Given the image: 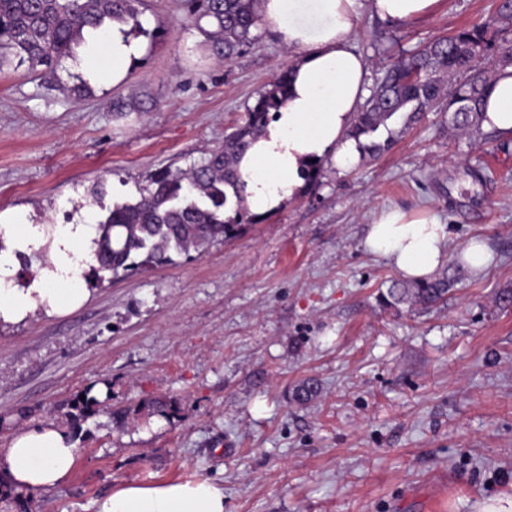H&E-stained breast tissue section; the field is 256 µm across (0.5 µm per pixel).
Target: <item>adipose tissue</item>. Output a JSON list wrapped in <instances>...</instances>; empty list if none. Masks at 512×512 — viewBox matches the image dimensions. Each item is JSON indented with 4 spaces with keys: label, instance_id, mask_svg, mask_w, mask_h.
<instances>
[{
    "label": "adipose tissue",
    "instance_id": "1",
    "mask_svg": "<svg viewBox=\"0 0 512 512\" xmlns=\"http://www.w3.org/2000/svg\"><path fill=\"white\" fill-rule=\"evenodd\" d=\"M437 0H257L262 22L291 53L288 90L278 115L241 157L238 170L244 206L257 215L276 211L306 184L313 162L338 170L361 158L348 131L368 94L367 62L351 33L364 10L390 22L429 14ZM107 52L112 79L121 81L141 62L142 44L130 27L116 23L110 41L86 30L85 45L70 66L89 81L101 78L88 57ZM485 129L512 133V66L497 71L486 100ZM93 223L44 225L0 213V321L18 323L42 311L62 314L88 298L79 275L96 251ZM366 250L389 261L403 277L422 280L450 258L446 224L433 212L382 210L369 224ZM44 254L31 279L16 278L20 255ZM77 446L72 433L54 422L19 427L0 454V480L16 488L47 490L72 473ZM96 512H224V492L211 479L154 485L125 483L96 503Z\"/></svg>",
    "mask_w": 512,
    "mask_h": 512
}]
</instances>
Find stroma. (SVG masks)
Here are the masks:
<instances>
[{"label": "stroma", "mask_w": 512, "mask_h": 512, "mask_svg": "<svg viewBox=\"0 0 512 512\" xmlns=\"http://www.w3.org/2000/svg\"><path fill=\"white\" fill-rule=\"evenodd\" d=\"M496 4L440 0L396 26L363 12L353 43L368 80L393 40L426 44ZM142 22L164 35L118 84L78 95L68 67L54 81L0 69V212L97 220L148 174L222 146L289 64L264 27L217 63L179 0H145ZM391 207L434 212L451 249L483 240L492 263L429 312L381 306L397 272L363 241ZM86 285L79 309L0 325V453L18 425L49 420L78 448L52 489L1 484L0 512H95L118 483L200 477L223 489L224 512H475L512 495V307L497 301L512 290V139L477 146L428 112L349 171L322 164L296 199L244 214L204 254ZM305 378L318 392L301 404ZM90 387L109 399L74 419Z\"/></svg>", "instance_id": "stroma-1"}]
</instances>
